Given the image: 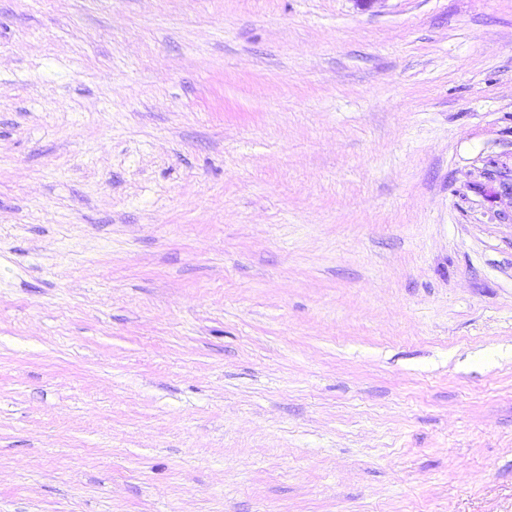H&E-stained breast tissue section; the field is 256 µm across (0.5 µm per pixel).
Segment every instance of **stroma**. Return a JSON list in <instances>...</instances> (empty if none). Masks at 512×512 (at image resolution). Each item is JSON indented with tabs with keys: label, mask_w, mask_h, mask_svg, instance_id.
Returning a JSON list of instances; mask_svg holds the SVG:
<instances>
[{
	"label": "stroma",
	"mask_w": 512,
	"mask_h": 512,
	"mask_svg": "<svg viewBox=\"0 0 512 512\" xmlns=\"http://www.w3.org/2000/svg\"><path fill=\"white\" fill-rule=\"evenodd\" d=\"M0 512H512V0H0Z\"/></svg>",
	"instance_id": "stroma-1"
}]
</instances>
